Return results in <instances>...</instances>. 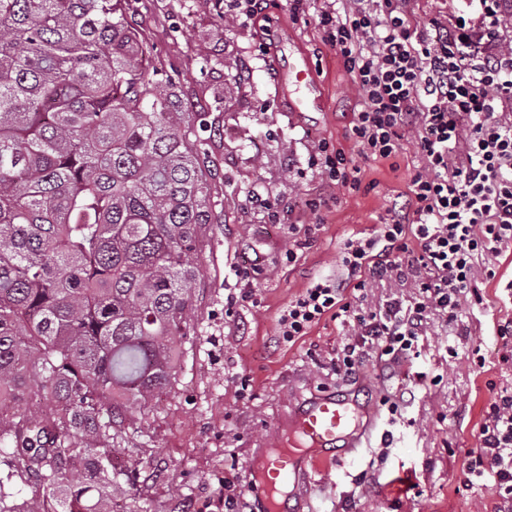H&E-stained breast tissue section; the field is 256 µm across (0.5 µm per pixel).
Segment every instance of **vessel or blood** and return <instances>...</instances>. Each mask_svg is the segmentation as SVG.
Segmentation results:
<instances>
[{"mask_svg": "<svg viewBox=\"0 0 512 512\" xmlns=\"http://www.w3.org/2000/svg\"><path fill=\"white\" fill-rule=\"evenodd\" d=\"M288 93L290 111L319 107L309 63L295 70ZM375 426V414L344 391H321L299 399L291 407L273 447L250 458L245 490L254 494L260 512H294L303 484L322 463L350 457L366 447Z\"/></svg>", "mask_w": 512, "mask_h": 512, "instance_id": "b4317fda", "label": "vessel or blood"}]
</instances>
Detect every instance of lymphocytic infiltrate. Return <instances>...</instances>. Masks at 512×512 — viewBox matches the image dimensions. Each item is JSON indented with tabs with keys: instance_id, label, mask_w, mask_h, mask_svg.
I'll list each match as a JSON object with an SVG mask.
<instances>
[{
	"instance_id": "1",
	"label": "lymphocytic infiltrate",
	"mask_w": 512,
	"mask_h": 512,
	"mask_svg": "<svg viewBox=\"0 0 512 512\" xmlns=\"http://www.w3.org/2000/svg\"><path fill=\"white\" fill-rule=\"evenodd\" d=\"M323 38L353 75L360 100L350 132L365 158L397 157L413 134L422 165L406 199L378 229L347 240L343 278L314 283L279 319L296 343L324 316L345 343L332 360L339 379L379 351L387 373L421 354L430 316L452 324L467 298H479L475 263L512 247V35L501 27L512 0H475L476 16L450 11L429 31L411 24L410 0H319ZM329 186L357 191L361 169L343 150L318 142L311 158ZM413 277V301L368 306L373 281ZM493 479L497 512H512V393L485 410L466 483Z\"/></svg>"
}]
</instances>
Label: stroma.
Returning a JSON list of instances; mask_svg holds the SVG:
<instances>
[{
    "label": "stroma",
    "instance_id": "obj_1",
    "mask_svg": "<svg viewBox=\"0 0 512 512\" xmlns=\"http://www.w3.org/2000/svg\"><path fill=\"white\" fill-rule=\"evenodd\" d=\"M125 17L185 109L206 113L223 132L199 135L214 174L216 222L198 259L195 331L175 345L168 392L129 410L140 435L121 462L136 471L138 491H113L114 512H221L225 475H243L290 407L341 389L372 407L378 426L351 460L321 467L304 512H495L493 479L468 487L463 471L486 407L512 389V360L499 350V330L512 322V250L479 258L478 273L490 264L496 271L481 302H466L456 325L431 318L412 367L384 380L373 353L360 374L336 378L339 324L324 318L288 344L278 319L313 282L336 278L347 239L372 233L406 192L420 165L415 145L404 143L394 162L361 161L358 192L322 181L309 163L317 141L358 154L349 126L358 91L313 14L293 18L289 0H263L260 21L250 25L232 17L229 0H128ZM302 54L316 69L322 105L295 114L283 89ZM319 197L323 206L311 210ZM267 198L278 202L282 223H266ZM312 224L315 234L305 236ZM300 238L307 244L298 249ZM251 260L259 264L253 301L228 305L241 286L239 267ZM406 384L414 395L403 400Z\"/></svg>",
    "mask_w": 512,
    "mask_h": 512
}]
</instances>
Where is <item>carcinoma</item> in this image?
<instances>
[{
    "label": "carcinoma",
    "mask_w": 512,
    "mask_h": 512,
    "mask_svg": "<svg viewBox=\"0 0 512 512\" xmlns=\"http://www.w3.org/2000/svg\"><path fill=\"white\" fill-rule=\"evenodd\" d=\"M121 2L0 0V512H106L194 330L213 175Z\"/></svg>",
    "instance_id": "carcinoma-1"
}]
</instances>
